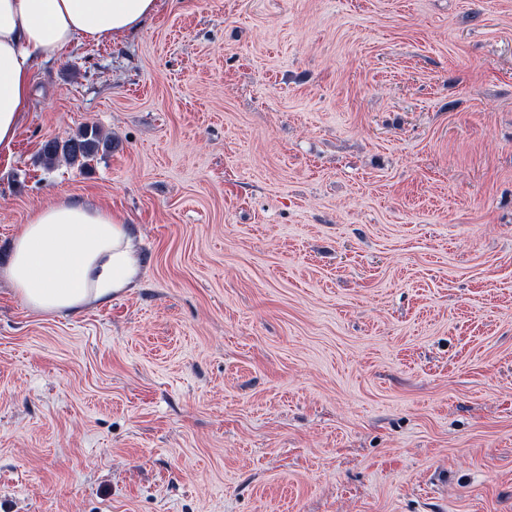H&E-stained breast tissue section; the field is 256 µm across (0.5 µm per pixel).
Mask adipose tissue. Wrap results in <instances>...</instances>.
I'll list each match as a JSON object with an SVG mask.
<instances>
[{
    "instance_id": "ef3b65f1",
    "label": "adipose tissue",
    "mask_w": 512,
    "mask_h": 512,
    "mask_svg": "<svg viewBox=\"0 0 512 512\" xmlns=\"http://www.w3.org/2000/svg\"><path fill=\"white\" fill-rule=\"evenodd\" d=\"M158 0H0V152L11 150L41 62L76 39L98 43L143 26ZM140 239L125 219L82 199L32 210L0 268L17 297L43 313L78 312L135 286Z\"/></svg>"
}]
</instances>
